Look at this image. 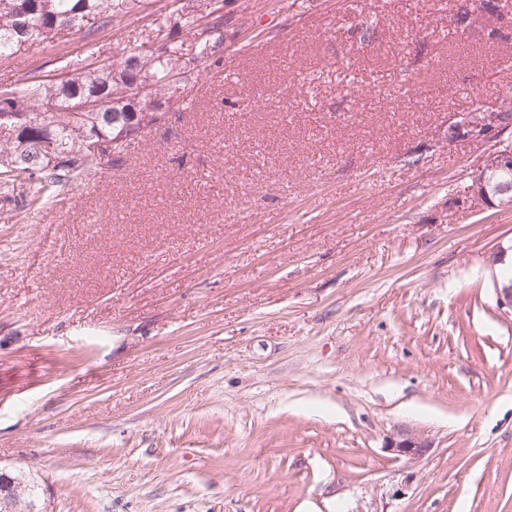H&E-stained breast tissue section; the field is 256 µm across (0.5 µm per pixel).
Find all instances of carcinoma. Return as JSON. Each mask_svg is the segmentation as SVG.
<instances>
[{
    "label": "carcinoma",
    "instance_id": "cac0c4a2",
    "mask_svg": "<svg viewBox=\"0 0 512 512\" xmlns=\"http://www.w3.org/2000/svg\"><path fill=\"white\" fill-rule=\"evenodd\" d=\"M170 24L196 40L197 56L210 59L224 43V23L217 18L209 32L198 35L199 0H174ZM140 0H0V57L39 46L55 37H73L104 27L135 13ZM193 69L178 46L167 40L150 63L131 51L112 63H89L69 69L61 79L31 77L3 92L7 110L0 112V179L24 178L32 183L37 198L49 186L77 181L93 171L112 168V155L141 136L160 107L178 90L188 89ZM82 99L100 107L72 112ZM105 143L102 158L85 150L88 138ZM63 153L61 165L49 166L51 149ZM494 190L512 188V167L495 159L484 166ZM0 483L16 491L22 501L39 502L41 489L19 474L0 473Z\"/></svg>",
    "mask_w": 512,
    "mask_h": 512
}]
</instances>
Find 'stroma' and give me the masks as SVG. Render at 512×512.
Instances as JSON below:
<instances>
[{
    "instance_id": "35a3bbf8",
    "label": "stroma",
    "mask_w": 512,
    "mask_h": 512,
    "mask_svg": "<svg viewBox=\"0 0 512 512\" xmlns=\"http://www.w3.org/2000/svg\"><path fill=\"white\" fill-rule=\"evenodd\" d=\"M223 6L225 56L271 40L285 67L195 63L188 99L45 205L0 180V469L51 512H512V203L457 207L499 144L447 142L512 90V41L460 55L427 0ZM167 21L142 0L1 57L0 91ZM400 427L431 444L414 463L385 448ZM2 482L4 483L5 489L12 490V493L16 490V494L22 501L28 504L39 502L41 489L34 480L30 481V479H25V477L19 474L11 475L9 473H0V484Z\"/></svg>"
}]
</instances>
